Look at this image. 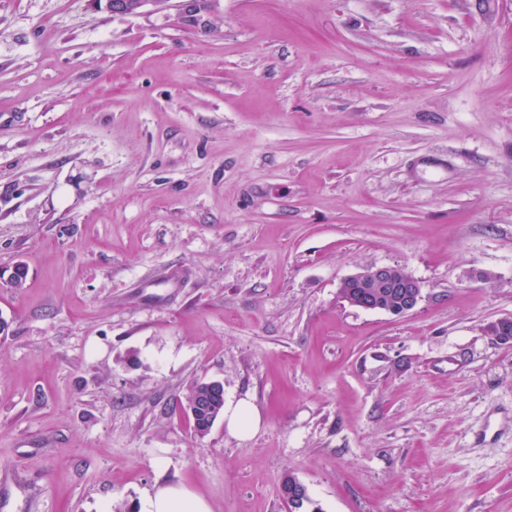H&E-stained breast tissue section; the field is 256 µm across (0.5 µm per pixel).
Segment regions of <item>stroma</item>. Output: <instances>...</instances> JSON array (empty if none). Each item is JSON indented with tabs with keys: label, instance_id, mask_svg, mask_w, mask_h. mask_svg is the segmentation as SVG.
Wrapping results in <instances>:
<instances>
[{
	"label": "stroma",
	"instance_id": "stroma-1",
	"mask_svg": "<svg viewBox=\"0 0 512 512\" xmlns=\"http://www.w3.org/2000/svg\"><path fill=\"white\" fill-rule=\"evenodd\" d=\"M510 316L512 0H0V512H512ZM396 266H373L365 268L357 273H354L347 277L341 288L343 293L347 294L350 288H345L349 285L357 284L360 288H363L354 294L348 295L347 297L342 296L343 300L349 305L360 308L366 311H385L375 301L373 293L369 288H375L373 291L377 295L378 299L382 302L383 306L386 307L387 313L390 309L398 307V298L395 294H392L388 288H378L380 286H388L391 281L392 271ZM185 400V408L183 406L184 411L186 410L185 414L194 432L199 436H205L223 413L228 429L237 434H246L259 427L260 414L251 403L240 401L235 407L224 409V398L216 394L211 395L209 388L205 384H200L199 381L193 382L188 387ZM194 402L205 403L191 416L187 405ZM140 512H211L206 499L181 485H162L147 491Z\"/></svg>",
	"mask_w": 512,
	"mask_h": 512
}]
</instances>
